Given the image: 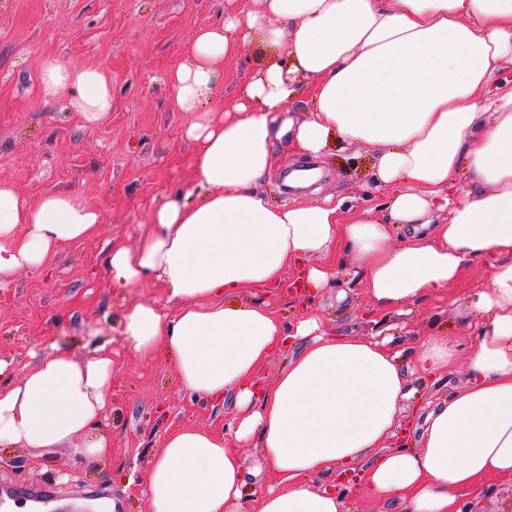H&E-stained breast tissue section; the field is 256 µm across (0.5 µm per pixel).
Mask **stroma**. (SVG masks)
<instances>
[{
	"label": "stroma",
	"mask_w": 512,
	"mask_h": 512,
	"mask_svg": "<svg viewBox=\"0 0 512 512\" xmlns=\"http://www.w3.org/2000/svg\"><path fill=\"white\" fill-rule=\"evenodd\" d=\"M225 0H0V180L34 204L50 192H70L97 207L98 235L62 247L43 271L23 270L0 285V385H12L49 351L52 341L78 358L110 342L117 361L112 375L107 460L67 448H1L0 480L21 487L47 486L66 512H146L141 495L151 450L180 427L227 432L233 398L196 399L180 384L165 357L144 358L121 336L124 313L134 303L167 308L165 291L144 283L115 293L105 259L113 240L135 246L150 211L197 180L193 146L182 136L190 116L178 111L167 83L186 60L199 28L224 17ZM259 41L224 63V81L208 107L226 116L238 83L258 66ZM53 58L70 67H103L112 74V116L85 125L65 98L46 100L40 70ZM350 200L353 213L381 208L372 159L330 142L320 158L298 154L287 140L276 143V160L264 189L273 201L307 203L314 188ZM491 262L467 267L448 290V305L424 299L407 310L374 315L349 256H341L327 288L304 300L288 289L259 292L284 323L313 316L325 328L360 337L382 335L402 366L412 364L418 342L440 333L468 344L476 318L471 293L489 287ZM345 300H338V293ZM465 380L463 363L439 376L410 377L409 406L423 408L437 393Z\"/></svg>",
	"instance_id": "obj_1"
}]
</instances>
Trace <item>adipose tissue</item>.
I'll return each mask as SVG.
<instances>
[{
  "instance_id": "obj_1",
  "label": "adipose tissue",
  "mask_w": 512,
  "mask_h": 512,
  "mask_svg": "<svg viewBox=\"0 0 512 512\" xmlns=\"http://www.w3.org/2000/svg\"><path fill=\"white\" fill-rule=\"evenodd\" d=\"M259 39L266 53L240 82L230 118L206 104L224 63ZM512 63V0H250L243 11L199 29L189 58L167 77L176 107L190 116L186 139L195 199L168 198L142 225L138 243L113 244L106 258L119 293L160 283L173 311L137 303L121 335L144 357L165 353L181 385L207 402L237 391L242 409L228 436L181 428L152 450L142 489L148 512H239L249 476L277 488L254 512H350L343 492L317 490L316 472L357 465L367 492L399 512H463L462 496L485 478L512 479V89L486 87ZM42 91L66 94L84 124L112 116V75L45 60ZM311 90L307 119L279 121L299 84ZM371 155L387 212L345 216L344 199L272 204L263 185L274 142L312 157L330 138ZM469 182L460 185V165ZM99 210L63 192L29 205L0 181V282L39 270L66 244L95 237ZM404 225L400 243L390 227ZM347 253L374 311L443 297L475 260L496 262L491 286L470 306L480 328L468 353L430 334L416 370L434 374L464 360L467 382L425 415L407 411L408 379L384 342L326 331L314 319L287 330L260 301L236 295L281 284L300 266V291L328 285ZM290 350L275 383L261 387L273 354ZM108 343L76 359L50 354L16 385L0 386V447L60 448L99 459L112 401ZM257 439L248 462L230 441Z\"/></svg>"
}]
</instances>
